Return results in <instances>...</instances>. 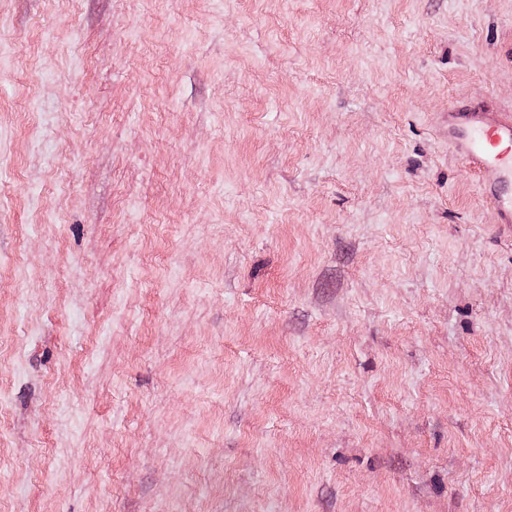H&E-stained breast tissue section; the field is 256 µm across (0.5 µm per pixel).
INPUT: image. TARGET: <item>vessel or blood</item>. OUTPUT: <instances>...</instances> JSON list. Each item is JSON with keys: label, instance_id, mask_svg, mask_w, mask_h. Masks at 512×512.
Returning a JSON list of instances; mask_svg holds the SVG:
<instances>
[{"label": "vessel or blood", "instance_id": "1", "mask_svg": "<svg viewBox=\"0 0 512 512\" xmlns=\"http://www.w3.org/2000/svg\"><path fill=\"white\" fill-rule=\"evenodd\" d=\"M448 144L476 173L478 193L495 206L499 224L512 229V112L452 105Z\"/></svg>", "mask_w": 512, "mask_h": 512}]
</instances>
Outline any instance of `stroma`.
<instances>
[{"label":"stroma","instance_id":"obj_1","mask_svg":"<svg viewBox=\"0 0 512 512\" xmlns=\"http://www.w3.org/2000/svg\"><path fill=\"white\" fill-rule=\"evenodd\" d=\"M456 101L512 0H0V512H512Z\"/></svg>","mask_w":512,"mask_h":512}]
</instances>
